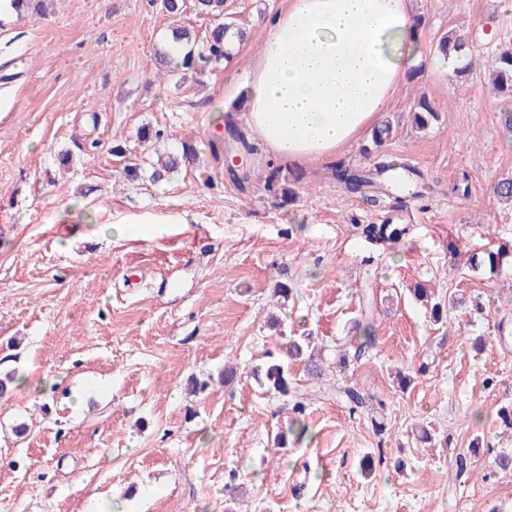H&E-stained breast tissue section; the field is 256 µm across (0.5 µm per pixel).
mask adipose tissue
Returning a JSON list of instances; mask_svg holds the SVG:
<instances>
[{
  "label": "adipose tissue",
  "mask_w": 512,
  "mask_h": 512,
  "mask_svg": "<svg viewBox=\"0 0 512 512\" xmlns=\"http://www.w3.org/2000/svg\"><path fill=\"white\" fill-rule=\"evenodd\" d=\"M423 60L409 0H287L246 74L245 126L268 163L304 168L360 140Z\"/></svg>",
  "instance_id": "ef3b65f1"
}]
</instances>
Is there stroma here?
Wrapping results in <instances>:
<instances>
[{
  "label": "stroma",
  "instance_id": "obj_1",
  "mask_svg": "<svg viewBox=\"0 0 512 512\" xmlns=\"http://www.w3.org/2000/svg\"><path fill=\"white\" fill-rule=\"evenodd\" d=\"M184 2L175 16L162 0H51L0 20V374L15 377L0 397V512H512V471L492 466L512 452L498 415L512 406V269L469 263L512 249V206L494 194L512 176V131L481 88L485 61L512 44V0H411L431 66L380 116V154L422 183L397 203L413 217L395 245L361 232L387 208L334 177L371 169L361 143L299 169L289 205L264 190V164L239 191L214 114L287 0H224L245 41L176 84L151 66L155 48L211 25ZM449 31L466 34L465 74L436 50ZM423 95L440 119L419 130ZM169 154L186 160L153 182ZM143 215L172 223L158 236ZM126 216L137 224L113 236ZM417 288L480 308L437 322ZM367 325L374 347L339 368ZM292 336L310 337L321 367H291L299 415L254 376ZM346 386L366 408L338 397ZM297 418L306 433L277 447Z\"/></svg>",
  "mask_w": 512,
  "mask_h": 512
}]
</instances>
